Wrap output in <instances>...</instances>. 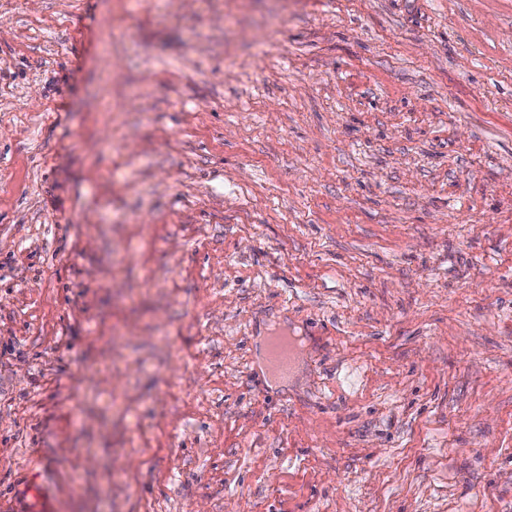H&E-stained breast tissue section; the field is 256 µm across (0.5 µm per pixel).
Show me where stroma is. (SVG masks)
<instances>
[{
    "mask_svg": "<svg viewBox=\"0 0 512 512\" xmlns=\"http://www.w3.org/2000/svg\"><path fill=\"white\" fill-rule=\"evenodd\" d=\"M0 512H512V0H0Z\"/></svg>",
    "mask_w": 512,
    "mask_h": 512,
    "instance_id": "35a3bbf8",
    "label": "stroma"
}]
</instances>
